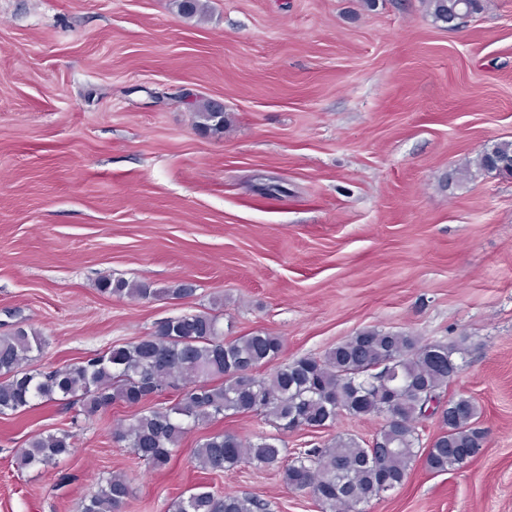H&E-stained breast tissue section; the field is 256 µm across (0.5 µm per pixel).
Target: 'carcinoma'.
Listing matches in <instances>:
<instances>
[{
    "label": "carcinoma",
    "mask_w": 512,
    "mask_h": 512,
    "mask_svg": "<svg viewBox=\"0 0 512 512\" xmlns=\"http://www.w3.org/2000/svg\"><path fill=\"white\" fill-rule=\"evenodd\" d=\"M435 22L460 24L482 13L486 0H422ZM197 126L222 134L229 119L215 104L191 103ZM512 159V141L493 144L474 160L447 174L449 183H464L477 174L509 176L497 160ZM101 291L145 299L156 290L144 281L99 279ZM223 315L190 311L155 322L139 340L114 345L78 363L34 372L27 369L42 347L35 331L18 327L0 334V414L17 413L36 401L75 398L89 419L122 402L140 404L149 396L175 394L116 428L145 464L165 467L184 436L221 416L252 414L280 430L330 428L339 416H393L370 442L337 435L323 447L282 455L277 437L245 442L232 432L207 435L197 444L196 465L224 471L241 465L274 468L282 482L308 491L322 512H364L363 506L401 486L419 458L434 473L460 468L484 447L486 434L476 426L477 403L466 396L445 398L448 382L463 369L461 343H425L403 331L366 328L322 356L283 363L265 375L257 369L274 361L282 340L256 331L224 339ZM438 419L441 432L423 446L418 424ZM76 450L69 431L31 436L17 457L20 468L48 467ZM133 492L131 480L113 474L85 500L82 512H122ZM175 512H266L255 497L217 495L205 486L187 490Z\"/></svg>",
    "instance_id": "cac0c4a2"
}]
</instances>
